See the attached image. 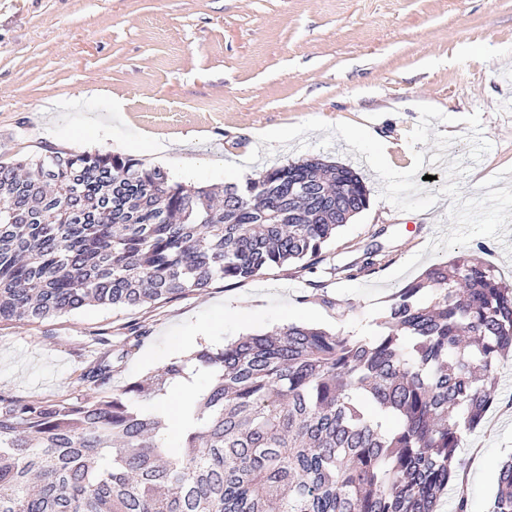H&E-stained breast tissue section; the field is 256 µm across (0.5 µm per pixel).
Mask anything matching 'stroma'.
I'll return each mask as SVG.
<instances>
[{"label":"stroma","mask_w":512,"mask_h":512,"mask_svg":"<svg viewBox=\"0 0 512 512\" xmlns=\"http://www.w3.org/2000/svg\"><path fill=\"white\" fill-rule=\"evenodd\" d=\"M512 0H0V160L57 152L130 156L174 171L194 160L192 186L224 185L228 156L258 152L252 177L318 156L356 169L370 191L366 210L339 229L315 269L283 266L243 282L214 281L151 308L88 307L40 322L0 324V393L34 402L77 395L79 377L99 357L112 360L98 395L121 392L198 345L221 347L248 333L301 322L350 336L374 335L395 294L434 260L424 246L448 233V161L465 158L479 113L492 148L459 180L463 197L512 184ZM117 112H110L109 102ZM451 116L432 120L424 144L436 203L401 212L381 199L383 183L343 139L260 144V133L311 118L351 122L390 147L397 170L413 162L408 134L418 104ZM373 244L380 265L346 277ZM409 274H390L414 254ZM324 284L311 296L310 281ZM384 281L381 297L341 295V285ZM250 318L227 314L234 303ZM143 335L130 345L127 328ZM495 402L467 435L458 457L486 449L487 481L467 493L470 512H490L499 449L512 448V353L498 359Z\"/></svg>","instance_id":"obj_1"}]
</instances>
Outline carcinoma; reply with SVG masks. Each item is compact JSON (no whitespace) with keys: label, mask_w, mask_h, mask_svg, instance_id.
I'll list each match as a JSON object with an SVG mask.
<instances>
[{"label":"carcinoma","mask_w":512,"mask_h":512,"mask_svg":"<svg viewBox=\"0 0 512 512\" xmlns=\"http://www.w3.org/2000/svg\"><path fill=\"white\" fill-rule=\"evenodd\" d=\"M170 181L118 155L0 161V324L156 305L215 280L309 267L369 207L353 168L309 158L242 187ZM376 336L288 324L166 364L214 375L166 418L112 396L0 395V512H435L512 349V288L464 249L395 296ZM105 356L81 380L105 383ZM492 512H512V462Z\"/></svg>","instance_id":"1"}]
</instances>
